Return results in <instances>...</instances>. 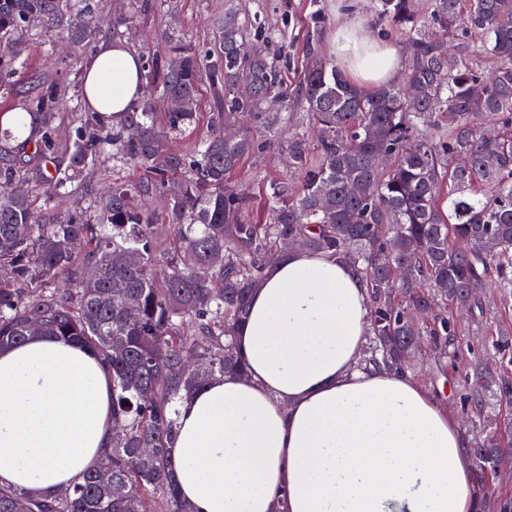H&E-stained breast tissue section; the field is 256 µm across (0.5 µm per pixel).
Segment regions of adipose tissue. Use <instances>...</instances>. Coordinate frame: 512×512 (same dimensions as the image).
<instances>
[{"mask_svg":"<svg viewBox=\"0 0 512 512\" xmlns=\"http://www.w3.org/2000/svg\"><path fill=\"white\" fill-rule=\"evenodd\" d=\"M351 79L396 76V50L356 26L336 34ZM141 59L101 42L82 67L92 111L139 99ZM368 288L349 263L293 250L251 297L235 346L246 373L178 406L170 448L193 512H478L457 420L406 370L360 365ZM112 372L52 336L0 350V485L44 495L81 482L110 447Z\"/></svg>","mask_w":512,"mask_h":512,"instance_id":"obj_1","label":"adipose tissue"}]
</instances>
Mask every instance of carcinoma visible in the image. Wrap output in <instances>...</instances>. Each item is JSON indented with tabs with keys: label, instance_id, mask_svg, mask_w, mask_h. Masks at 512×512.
Here are the masks:
<instances>
[{
	"label": "carcinoma",
	"instance_id": "cac0c4a2",
	"mask_svg": "<svg viewBox=\"0 0 512 512\" xmlns=\"http://www.w3.org/2000/svg\"><path fill=\"white\" fill-rule=\"evenodd\" d=\"M98 9L99 0H0V348L46 334L103 357L123 434L82 482L51 496L0 486V512H149L156 502L190 512L168 451L177 405L217 377L245 374L236 330L289 239L365 277L366 365H406L426 339L446 346L448 317L426 331L414 313L439 301L470 307L494 275L512 288V0H431L426 17L414 0H378L377 22L399 30L407 52L402 85L375 91L313 46L288 87L284 55L249 47L258 15L230 12L214 46L175 34L167 55L144 60L130 111L105 118L79 104L61 153L56 121L69 109V85L52 73L17 76L27 68L22 43L39 23L82 52L95 39ZM204 76L213 112L185 153L170 140L195 123ZM272 99L293 108L274 121L294 127L304 118L317 138L295 131L268 140L288 155L294 177L267 181L261 221L253 197L227 182L255 139L226 128ZM487 114L503 120L499 131H485ZM104 156L139 172L100 193L94 175ZM29 161L45 165V202L81 194L91 204L38 219ZM474 378L466 401L477 417L495 386L512 406L505 376L479 363ZM504 433V443L491 437L469 448L480 490L512 456V426Z\"/></svg>",
	"mask_w": 512,
	"mask_h": 512
}]
</instances>
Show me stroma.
I'll use <instances>...</instances> for the list:
<instances>
[{"label":"stroma","mask_w":512,"mask_h":512,"mask_svg":"<svg viewBox=\"0 0 512 512\" xmlns=\"http://www.w3.org/2000/svg\"><path fill=\"white\" fill-rule=\"evenodd\" d=\"M330 17V23L320 34H312L309 22L313 10L312 0H177L174 13H151L139 16L124 29L125 41L138 54L159 55L166 51L168 35L172 30L193 40L206 42L212 36L216 18L229 9L249 14H260L266 30L285 33L287 64L285 77L295 82L302 69L307 44L325 55H332L330 36L349 22L361 23L370 29L369 35L392 43L398 57H405L406 44L402 35L387 26L371 27L375 0H321ZM29 69L61 72L70 85L81 82V63L77 51L67 47L57 34L35 31L27 44ZM288 172L286 156L275 148H267L248 156L232 175L231 181L249 193L257 192L266 176ZM512 322V299H506L497 279H490L483 288L476 307L457 317L452 344L455 356L440 353L426 354L417 365L413 376L426 389L432 391L440 404L468 429L477 420L466 403L468 384L473 375L475 361L491 365L498 361L495 343L501 326Z\"/></svg>","instance_id":"35a3bbf8"}]
</instances>
